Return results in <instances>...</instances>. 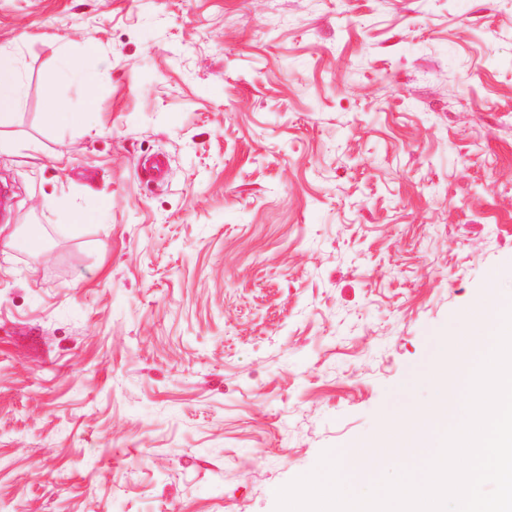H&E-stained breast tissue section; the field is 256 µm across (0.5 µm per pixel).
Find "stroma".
Returning <instances> with one entry per match:
<instances>
[{"label":"stroma","mask_w":512,"mask_h":512,"mask_svg":"<svg viewBox=\"0 0 512 512\" xmlns=\"http://www.w3.org/2000/svg\"><path fill=\"white\" fill-rule=\"evenodd\" d=\"M0 50V512H275L512 292V0H0ZM23 92L17 58L0 51V126L10 122ZM77 70L85 80L88 87L93 85L94 74L90 71L84 70L77 65L71 63L68 60H64L62 67L49 71L44 76V100L47 109V115L50 121L54 123H74L76 121H82L81 115L68 112L63 101L56 94V87L60 81L64 70Z\"/></svg>","instance_id":"obj_1"}]
</instances>
